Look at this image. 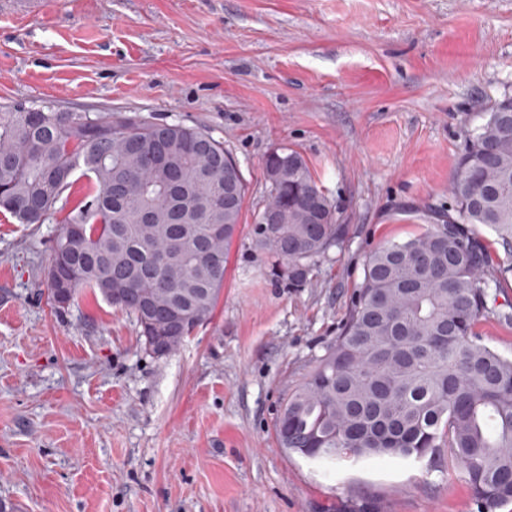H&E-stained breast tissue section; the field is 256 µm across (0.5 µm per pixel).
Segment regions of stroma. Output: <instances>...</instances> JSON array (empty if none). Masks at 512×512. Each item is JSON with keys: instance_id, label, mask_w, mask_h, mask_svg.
I'll return each instance as SVG.
<instances>
[{"instance_id": "1", "label": "stroma", "mask_w": 512, "mask_h": 512, "mask_svg": "<svg viewBox=\"0 0 512 512\" xmlns=\"http://www.w3.org/2000/svg\"><path fill=\"white\" fill-rule=\"evenodd\" d=\"M512 95V0H44L0 13V106L200 128L247 184L210 319L174 354L79 292L47 302L54 239L0 213V499L17 512H480L447 453L321 464L276 413L346 318L370 251L447 214L468 132ZM300 152L346 224L291 288L252 249L263 163Z\"/></svg>"}]
</instances>
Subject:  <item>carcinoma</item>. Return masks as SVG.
Instances as JSON below:
<instances>
[{
	"label": "carcinoma",
	"instance_id": "obj_1",
	"mask_svg": "<svg viewBox=\"0 0 512 512\" xmlns=\"http://www.w3.org/2000/svg\"><path fill=\"white\" fill-rule=\"evenodd\" d=\"M78 171L93 193L56 237L49 299L86 289L133 316L146 352L160 336L176 352L222 295L246 195L240 168L199 128L0 109L1 211L21 224L53 219ZM264 172L253 247L273 280L299 288L347 226L299 152L268 154ZM450 196L448 220L369 253L339 336L288 394L275 433L327 464L446 448L481 512H494L512 502V358L477 333L501 280L469 226L512 244V111L491 110L468 137ZM146 210L155 223L142 222Z\"/></svg>",
	"mask_w": 512,
	"mask_h": 512
}]
</instances>
